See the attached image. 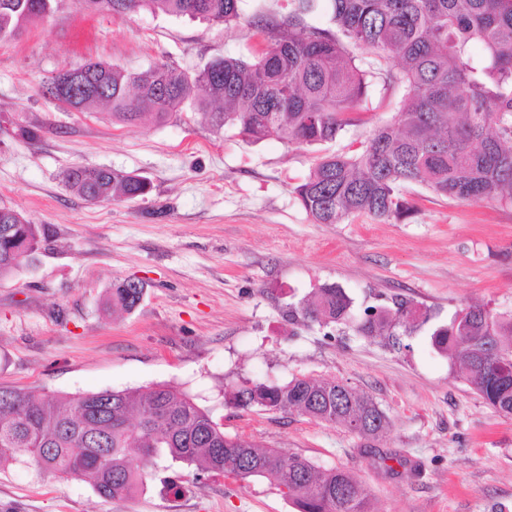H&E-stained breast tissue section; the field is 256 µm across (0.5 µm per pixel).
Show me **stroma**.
<instances>
[{
  "mask_svg": "<svg viewBox=\"0 0 512 512\" xmlns=\"http://www.w3.org/2000/svg\"><path fill=\"white\" fill-rule=\"evenodd\" d=\"M284 0H243L230 25L147 11L103 13L60 0L48 17L0 39V206L50 238L0 280V386L69 396L171 385L207 409L230 436L342 467L368 488L373 512H512V416L486 405L439 352L433 330L472 304L512 314V206L462 202L407 185L406 220L356 214L317 224L295 188L317 158L354 153L397 113L372 54L364 124L320 146L253 144L217 132L193 106L164 123L115 124L107 111H68L43 83L86 61L130 70H196L217 58H252L259 13ZM87 21L94 37H69ZM40 126L39 138L16 126ZM105 166L148 178L151 193L90 203L64 186L70 166ZM144 295L130 312L106 310L113 286ZM344 288L353 317L406 301L421 313L410 335H356L303 321L301 300ZM367 392L388 418L364 440L340 425L226 403L236 384L293 376ZM176 483L179 493L169 492ZM134 497L101 498L86 481L0 467V512H297L263 481L196 474L175 463L148 472Z\"/></svg>",
  "mask_w": 512,
  "mask_h": 512,
  "instance_id": "obj_1",
  "label": "stroma"
}]
</instances>
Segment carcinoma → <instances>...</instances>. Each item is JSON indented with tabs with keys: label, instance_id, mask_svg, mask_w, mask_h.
<instances>
[{
	"label": "carcinoma",
	"instance_id": "carcinoma-1",
	"mask_svg": "<svg viewBox=\"0 0 512 512\" xmlns=\"http://www.w3.org/2000/svg\"><path fill=\"white\" fill-rule=\"evenodd\" d=\"M99 12L146 10L202 17L226 25L241 17L242 0H84ZM280 19L253 21L265 47L246 61L216 59L194 72L157 64L141 71L86 62L75 68L85 90L47 88L66 109L103 106L112 120L135 126L165 122L196 104L216 131L234 129L251 142L276 139L323 145L363 122L365 72L347 46L379 64L396 58L388 83L404 89L394 121L375 127L351 155L320 156L295 188L317 224L353 214L403 220L412 206L404 183L463 201L512 205V0H328V28L306 23L315 0H287ZM58 0H0V39L49 15ZM66 186L99 202L134 199L150 191L141 176L75 165ZM48 241V231L10 207L0 214V280L12 277ZM144 285L124 280L112 289V310L130 312ZM352 298L332 284L301 312L320 326L352 324L365 337L393 335L416 319L406 302L352 320ZM512 316L481 306L462 311L433 333L434 344L499 413L512 415ZM230 403L317 420L355 424L377 438L387 417L368 394L344 383L293 377L286 383L243 382ZM32 459L59 481L84 479L105 499L133 496L144 475L164 460L240 481L262 480L288 496L298 512H371L362 482L342 467L321 468L294 453L262 449L224 433L208 410L166 384L59 397L0 390V464ZM137 458L140 466L131 465Z\"/></svg>",
	"mask_w": 512,
	"mask_h": 512
}]
</instances>
